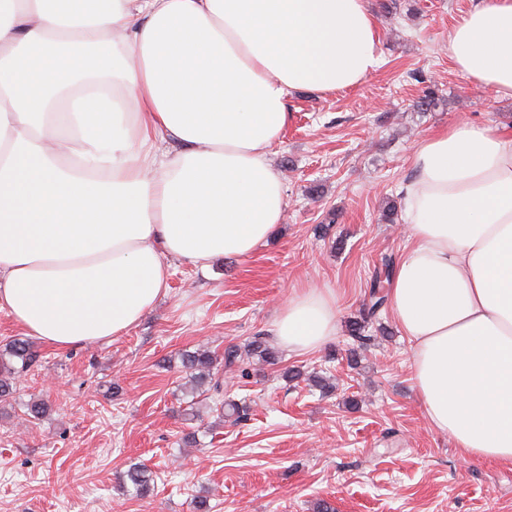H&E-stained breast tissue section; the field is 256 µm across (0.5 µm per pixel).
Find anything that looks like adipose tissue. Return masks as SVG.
I'll return each instance as SVG.
<instances>
[{
    "instance_id": "1",
    "label": "adipose tissue",
    "mask_w": 512,
    "mask_h": 512,
    "mask_svg": "<svg viewBox=\"0 0 512 512\" xmlns=\"http://www.w3.org/2000/svg\"><path fill=\"white\" fill-rule=\"evenodd\" d=\"M368 0H0V311L66 348L138 324L165 258L261 247L282 224L269 159L295 93L378 65ZM448 47L512 98V0H484ZM390 279L424 414L469 459L512 463V134L420 141ZM338 327L334 294L294 293L272 328L301 353Z\"/></svg>"
}]
</instances>
